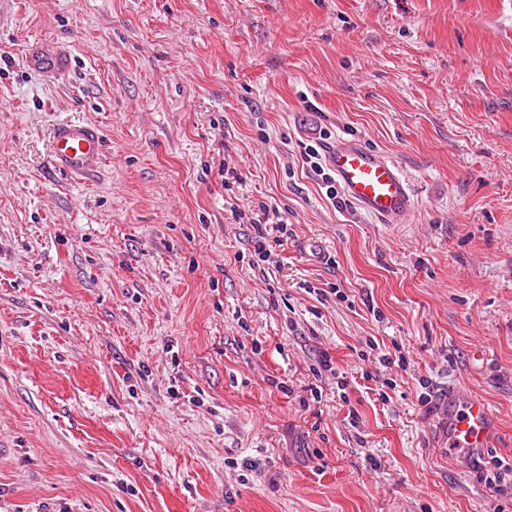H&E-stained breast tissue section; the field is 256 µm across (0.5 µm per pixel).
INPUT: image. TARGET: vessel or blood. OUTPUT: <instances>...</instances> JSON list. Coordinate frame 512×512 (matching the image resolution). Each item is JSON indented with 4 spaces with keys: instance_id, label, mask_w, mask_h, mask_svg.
<instances>
[{
    "instance_id": "b4317fda",
    "label": "vessel or blood",
    "mask_w": 512,
    "mask_h": 512,
    "mask_svg": "<svg viewBox=\"0 0 512 512\" xmlns=\"http://www.w3.org/2000/svg\"><path fill=\"white\" fill-rule=\"evenodd\" d=\"M103 147V132L96 123L59 124L51 139L53 165L70 179H86L100 169ZM325 159L344 198L367 216L382 224H399L412 212L413 189L394 158L358 140L341 138L326 146ZM439 400L443 453L488 447L497 422L484 399L452 386Z\"/></svg>"
}]
</instances>
